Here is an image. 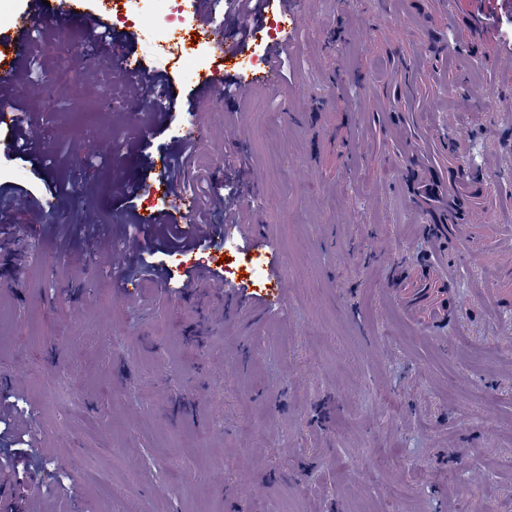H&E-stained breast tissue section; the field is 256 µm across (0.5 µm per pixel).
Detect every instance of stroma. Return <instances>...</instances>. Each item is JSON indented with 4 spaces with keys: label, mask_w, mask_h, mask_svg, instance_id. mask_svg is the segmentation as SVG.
Wrapping results in <instances>:
<instances>
[{
    "label": "stroma",
    "mask_w": 512,
    "mask_h": 512,
    "mask_svg": "<svg viewBox=\"0 0 512 512\" xmlns=\"http://www.w3.org/2000/svg\"><path fill=\"white\" fill-rule=\"evenodd\" d=\"M476 13L477 0H303L288 31L270 5L243 72L282 41L292 63L241 101L196 99L140 27L117 22L167 90L145 106L126 79L111 108L72 47L84 28L35 21L37 71L80 86L10 90L38 127L17 177H0L34 200L14 213L27 251H0V391L33 403L32 465L62 470L0 512H512V62L492 35L472 38ZM474 81L470 107L452 105L449 90ZM198 112L212 121L197 162L214 185L239 184L262 247L184 254L164 228L125 222L151 213L149 198L126 199L108 175L162 180L160 156H176L174 131ZM455 221L468 240L429 242L427 225ZM92 224L121 252L130 235L150 242L168 287L116 289L112 263L87 261ZM206 260L242 286L237 316L187 282ZM90 469L108 495L85 483ZM59 479L78 497L57 496Z\"/></svg>",
    "instance_id": "35a3bbf8"
}]
</instances>
